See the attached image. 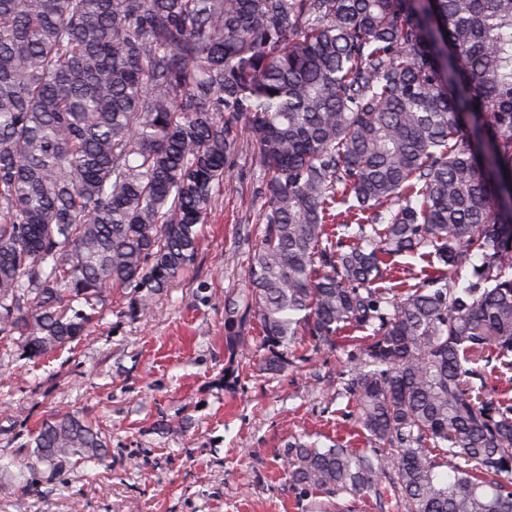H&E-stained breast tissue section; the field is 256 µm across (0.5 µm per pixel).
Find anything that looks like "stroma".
Masks as SVG:
<instances>
[{
	"mask_svg": "<svg viewBox=\"0 0 512 512\" xmlns=\"http://www.w3.org/2000/svg\"><path fill=\"white\" fill-rule=\"evenodd\" d=\"M261 183L253 151L239 155L202 227L199 254L132 315L113 292L90 334L40 358L0 340V462L20 460L50 414L99 426L105 463L76 466L37 494L4 497L0 512H307L289 483L284 445L309 435L365 450L338 397L340 350L299 347L278 374L259 356L228 355L224 300L248 288Z\"/></svg>",
	"mask_w": 512,
	"mask_h": 512,
	"instance_id": "stroma-1",
	"label": "stroma"
}]
</instances>
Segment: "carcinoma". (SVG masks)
Masks as SVG:
<instances>
[{
  "instance_id": "carcinoma-1",
  "label": "carcinoma",
  "mask_w": 512,
  "mask_h": 512,
  "mask_svg": "<svg viewBox=\"0 0 512 512\" xmlns=\"http://www.w3.org/2000/svg\"><path fill=\"white\" fill-rule=\"evenodd\" d=\"M481 143L471 150L464 136ZM263 204L230 355L342 345L369 451L295 438L311 512H512V0H0V338L43 356L175 281L244 144ZM431 258L380 288L392 258ZM469 271L459 283L458 274ZM0 484L107 458L56 412Z\"/></svg>"
}]
</instances>
